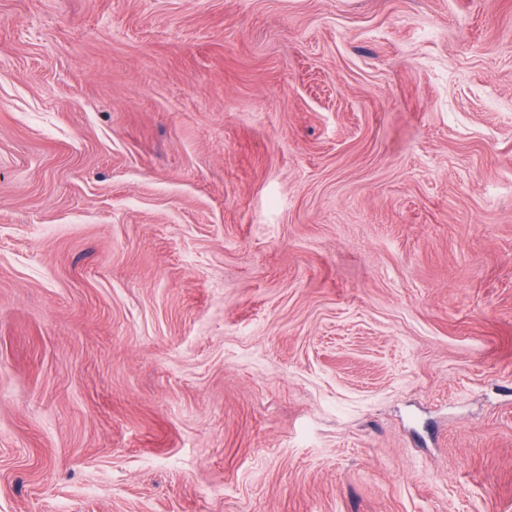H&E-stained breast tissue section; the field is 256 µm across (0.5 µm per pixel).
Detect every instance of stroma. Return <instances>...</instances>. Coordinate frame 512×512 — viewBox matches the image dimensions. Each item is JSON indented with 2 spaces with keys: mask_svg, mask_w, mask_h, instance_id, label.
<instances>
[{
  "mask_svg": "<svg viewBox=\"0 0 512 512\" xmlns=\"http://www.w3.org/2000/svg\"><path fill=\"white\" fill-rule=\"evenodd\" d=\"M0 512H512V0H0Z\"/></svg>",
  "mask_w": 512,
  "mask_h": 512,
  "instance_id": "35a3bbf8",
  "label": "stroma"
}]
</instances>
